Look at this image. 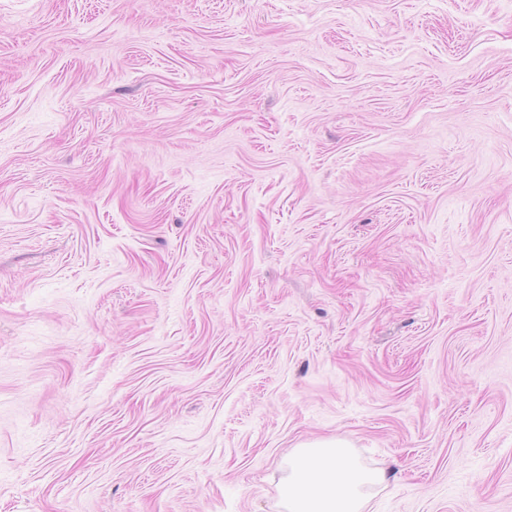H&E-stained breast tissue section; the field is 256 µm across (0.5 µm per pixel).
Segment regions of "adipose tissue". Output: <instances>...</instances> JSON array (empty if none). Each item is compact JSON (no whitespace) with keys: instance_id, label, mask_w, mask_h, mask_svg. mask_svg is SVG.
<instances>
[{"instance_id":"ef3b65f1","label":"adipose tissue","mask_w":512,"mask_h":512,"mask_svg":"<svg viewBox=\"0 0 512 512\" xmlns=\"http://www.w3.org/2000/svg\"><path fill=\"white\" fill-rule=\"evenodd\" d=\"M390 483L382 468L361 464L350 443L336 436L303 441L281 480L285 512H369Z\"/></svg>"}]
</instances>
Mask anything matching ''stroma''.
<instances>
[{
  "label": "stroma",
  "instance_id": "obj_1",
  "mask_svg": "<svg viewBox=\"0 0 512 512\" xmlns=\"http://www.w3.org/2000/svg\"><path fill=\"white\" fill-rule=\"evenodd\" d=\"M512 512V0H0V512ZM389 483V473L363 466L348 441L323 437L300 442L288 457L282 504L287 512H364Z\"/></svg>",
  "mask_w": 512,
  "mask_h": 512
}]
</instances>
